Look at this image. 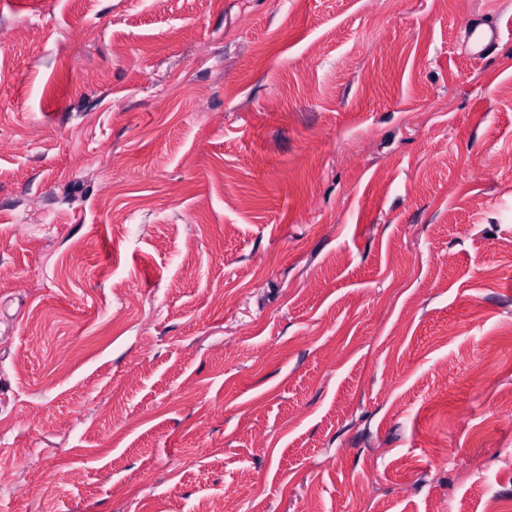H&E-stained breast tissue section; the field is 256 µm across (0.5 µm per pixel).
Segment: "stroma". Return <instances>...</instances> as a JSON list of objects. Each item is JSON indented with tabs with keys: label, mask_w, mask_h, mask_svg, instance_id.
<instances>
[{
	"label": "stroma",
	"mask_w": 512,
	"mask_h": 512,
	"mask_svg": "<svg viewBox=\"0 0 512 512\" xmlns=\"http://www.w3.org/2000/svg\"><path fill=\"white\" fill-rule=\"evenodd\" d=\"M510 403L512 0H0L13 512H512ZM500 30L481 21H475L465 29L464 39L469 44L468 52L476 57L485 55L499 40Z\"/></svg>",
	"instance_id": "obj_1"
}]
</instances>
